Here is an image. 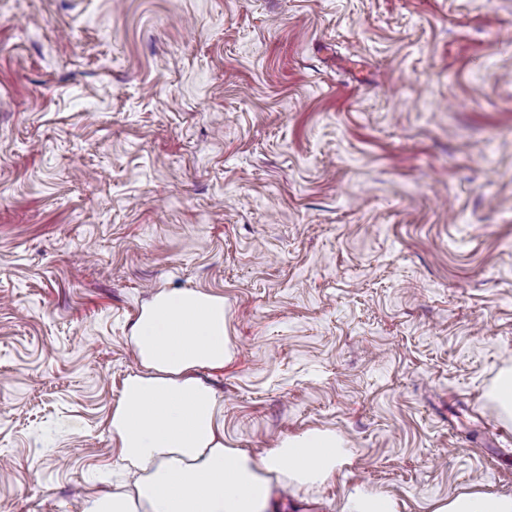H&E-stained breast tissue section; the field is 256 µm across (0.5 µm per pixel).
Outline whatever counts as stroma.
<instances>
[{
    "label": "stroma",
    "mask_w": 512,
    "mask_h": 512,
    "mask_svg": "<svg viewBox=\"0 0 512 512\" xmlns=\"http://www.w3.org/2000/svg\"><path fill=\"white\" fill-rule=\"evenodd\" d=\"M163 287L224 299L225 440L352 449L277 512L512 494V0H0V512L121 487ZM498 408L503 421L512 420V365H505L498 372L488 393ZM399 511V502L394 496L362 486H354L347 492L343 509V512Z\"/></svg>",
    "instance_id": "obj_1"
}]
</instances>
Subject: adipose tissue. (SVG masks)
I'll list each match as a JSON object with an SVG mask.
<instances>
[{
	"mask_svg": "<svg viewBox=\"0 0 512 512\" xmlns=\"http://www.w3.org/2000/svg\"><path fill=\"white\" fill-rule=\"evenodd\" d=\"M223 297L158 288L128 341L138 368L124 379L109 431L133 477L128 492L87 498L82 512H272L277 489L314 488L344 456L334 433L281 439L256 457L224 441V404L199 377L234 356ZM433 512H512V495L463 492Z\"/></svg>",
	"mask_w": 512,
	"mask_h": 512,
	"instance_id": "adipose-tissue-1",
	"label": "adipose tissue"
}]
</instances>
